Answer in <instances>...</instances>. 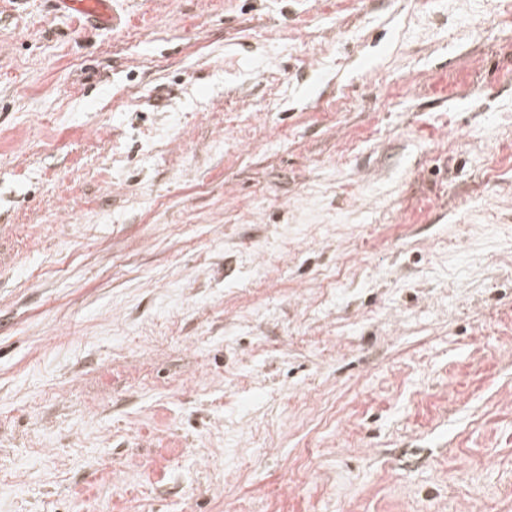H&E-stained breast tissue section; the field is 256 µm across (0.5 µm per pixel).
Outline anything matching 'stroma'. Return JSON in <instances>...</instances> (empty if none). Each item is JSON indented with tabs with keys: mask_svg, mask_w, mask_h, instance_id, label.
Returning a JSON list of instances; mask_svg holds the SVG:
<instances>
[{
	"mask_svg": "<svg viewBox=\"0 0 512 512\" xmlns=\"http://www.w3.org/2000/svg\"><path fill=\"white\" fill-rule=\"evenodd\" d=\"M0 0V512H512L502 0ZM56 4L76 18L99 28H111L120 23L112 12V0H55Z\"/></svg>",
	"mask_w": 512,
	"mask_h": 512,
	"instance_id": "35a3bbf8",
	"label": "stroma"
}]
</instances>
